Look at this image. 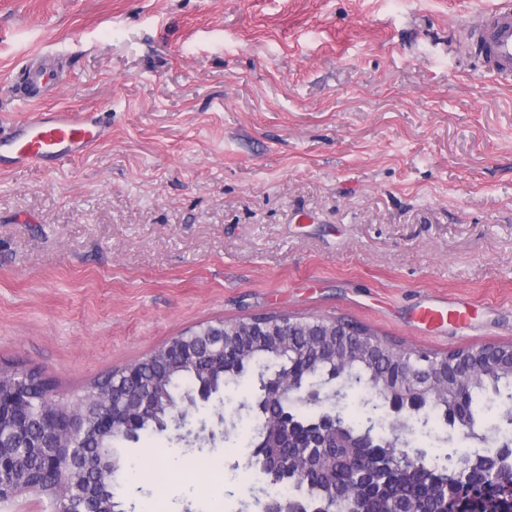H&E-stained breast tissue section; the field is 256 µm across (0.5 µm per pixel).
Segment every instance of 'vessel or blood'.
I'll return each instance as SVG.
<instances>
[{
    "label": "vessel or blood",
    "mask_w": 512,
    "mask_h": 512,
    "mask_svg": "<svg viewBox=\"0 0 512 512\" xmlns=\"http://www.w3.org/2000/svg\"><path fill=\"white\" fill-rule=\"evenodd\" d=\"M472 36L486 70L502 79L512 77V0H494L484 8ZM55 79L51 68H26L17 82L26 100L33 101ZM107 133L100 111L36 109L9 130H0V164L53 170L99 145Z\"/></svg>",
    "instance_id": "vessel-or-blood-1"
}]
</instances>
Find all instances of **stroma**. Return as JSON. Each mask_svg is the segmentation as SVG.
<instances>
[{"label":"stroma","mask_w":512,"mask_h":512,"mask_svg":"<svg viewBox=\"0 0 512 512\" xmlns=\"http://www.w3.org/2000/svg\"><path fill=\"white\" fill-rule=\"evenodd\" d=\"M483 2L0 0V126L30 109L29 61L59 74L44 105L110 126L57 170L0 167V363L71 401L189 328L258 313L434 353L512 342V80L469 38ZM435 301L465 324L420 321ZM252 393L190 410L215 440L128 445L125 512L156 496L260 512ZM480 448L433 420L408 450L452 468ZM281 323L284 325L295 326L296 328L301 327L299 322L301 323H317V325L313 324L312 328L318 331L321 334H325L326 336H336V344L339 346V353L346 355L350 353L351 349L354 348V340L351 338V330L346 325V322L340 317L337 318H300L293 317L291 315H281L280 316ZM334 326L329 330H324V326Z\"/></svg>","instance_id":"35a3bbf8"}]
</instances>
